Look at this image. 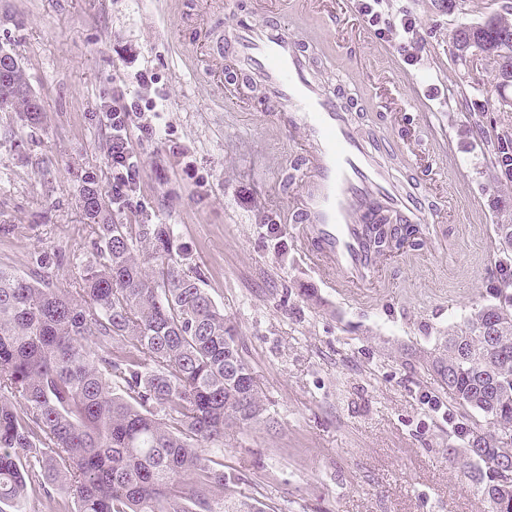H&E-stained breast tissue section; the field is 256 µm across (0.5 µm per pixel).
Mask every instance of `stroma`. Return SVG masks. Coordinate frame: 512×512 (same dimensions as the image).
Instances as JSON below:
<instances>
[{
  "mask_svg": "<svg viewBox=\"0 0 512 512\" xmlns=\"http://www.w3.org/2000/svg\"><path fill=\"white\" fill-rule=\"evenodd\" d=\"M255 3L0 0V46L43 107L33 126L0 112V225L10 228L0 264L72 288L93 253L81 180L96 173L111 192L106 112L126 94L141 109L126 131L139 179L114 218L172 225L234 324L275 421L214 450L236 493L274 512H490L448 458L457 413L419 353L489 300L495 227L512 221V178L491 168L477 132L512 133V111L495 109L493 74L471 75L450 45L460 25L512 19V0H386L389 17L418 19L413 66L353 0H333L322 18L337 65L360 86L349 101L356 126L431 157L420 169L397 152L384 159L444 218L420 246L381 257L356 296L330 286L297 249L288 180L303 163L299 136H284L256 94L229 108L221 84L196 74L203 19L229 9L250 19ZM400 78L420 90L421 106L390 110ZM41 256L48 268H38Z\"/></svg>",
  "mask_w": 512,
  "mask_h": 512,
  "instance_id": "1",
  "label": "stroma"
}]
</instances>
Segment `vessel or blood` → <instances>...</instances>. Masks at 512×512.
<instances>
[{
  "label": "vessel or blood",
  "mask_w": 512,
  "mask_h": 512,
  "mask_svg": "<svg viewBox=\"0 0 512 512\" xmlns=\"http://www.w3.org/2000/svg\"><path fill=\"white\" fill-rule=\"evenodd\" d=\"M203 49L230 63L226 102L237 103L243 86H255L277 127L300 132L304 166L294 180L292 221L300 226L303 257L334 286L369 281L375 271L366 226L376 214L421 231L437 222L431 199L406 188L383 163L390 142L362 137L333 81L311 74L301 41L279 12L211 25Z\"/></svg>",
  "instance_id": "vessel-or-blood-1"
}]
</instances>
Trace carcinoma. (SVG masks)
<instances>
[{"label":"carcinoma","instance_id":"1","mask_svg":"<svg viewBox=\"0 0 512 512\" xmlns=\"http://www.w3.org/2000/svg\"><path fill=\"white\" fill-rule=\"evenodd\" d=\"M455 55L491 60L496 87L512 82V20L492 15L452 35ZM0 59V101L33 123L42 105L18 92ZM496 138L490 164L512 174ZM80 206L93 259L61 291L0 265V512H25L48 486L55 512H266L232 496L235 477L208 452L234 429L272 423L263 390L169 224H117L94 175ZM504 261L491 300L423 352L461 410L464 476L491 512H512V224L496 225ZM508 346L489 348V337ZM494 427L485 432L479 419ZM28 452L23 458L20 451Z\"/></svg>","mask_w":512,"mask_h":512}]
</instances>
